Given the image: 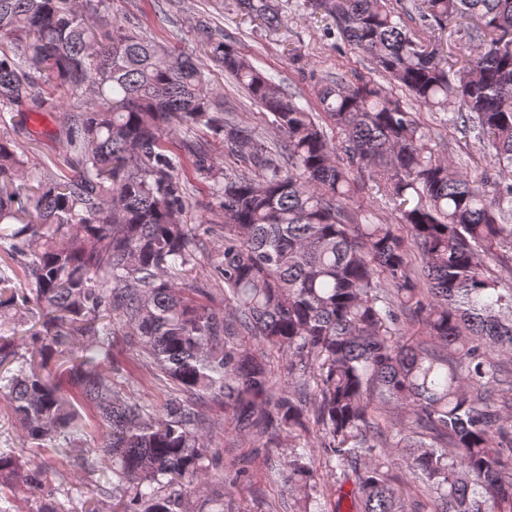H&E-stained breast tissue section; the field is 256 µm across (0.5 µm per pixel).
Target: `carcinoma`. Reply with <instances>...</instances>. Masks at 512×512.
Masks as SVG:
<instances>
[{
  "instance_id": "1",
  "label": "carcinoma",
  "mask_w": 512,
  "mask_h": 512,
  "mask_svg": "<svg viewBox=\"0 0 512 512\" xmlns=\"http://www.w3.org/2000/svg\"><path fill=\"white\" fill-rule=\"evenodd\" d=\"M111 3L0 0V126L61 111L35 92L42 82L98 99L61 121L74 176L34 173L0 139V412L24 438L0 448V480L41 488L30 454L52 448L102 472L112 512H187L208 473L202 408L217 404L282 449L270 474L300 512L345 499L353 512H512V362L497 358L512 352V0L404 7L428 29L471 25L476 48L456 69L386 0H313L371 64L323 82L315 112L200 22L204 55L272 117L278 145L224 113L196 57L108 21ZM235 7L278 21L270 0ZM400 90L430 111L458 104L447 124L493 151L499 175L452 170ZM201 127L246 172L191 140L169 149ZM187 167L224 228L198 292L221 293L228 318L178 283L200 250V225L180 220ZM362 173L394 220L357 201ZM407 316L421 331L395 335ZM117 323L135 351L124 362ZM268 346L284 356L275 370ZM144 376L173 385L162 408L135 392ZM76 401L105 427L94 448Z\"/></svg>"
}]
</instances>
